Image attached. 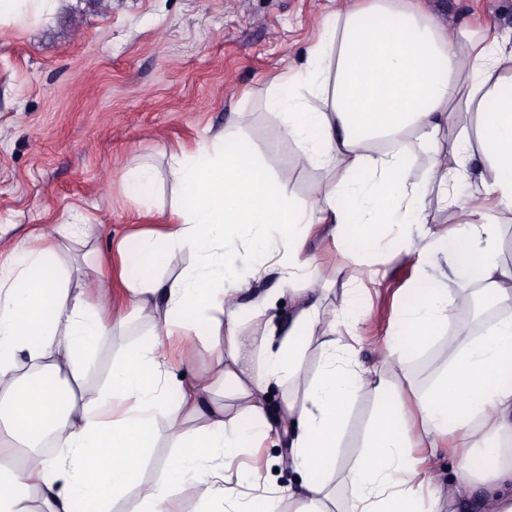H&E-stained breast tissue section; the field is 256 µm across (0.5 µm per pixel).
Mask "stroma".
<instances>
[{
  "instance_id": "1",
  "label": "stroma",
  "mask_w": 512,
  "mask_h": 512,
  "mask_svg": "<svg viewBox=\"0 0 512 512\" xmlns=\"http://www.w3.org/2000/svg\"><path fill=\"white\" fill-rule=\"evenodd\" d=\"M354 0H59L42 18L0 27V245L82 217L90 236L75 234L57 252L67 284L84 288L95 279L111 244L138 246L141 232H163L175 199L167 176L172 150H191L221 130L232 112L247 110L245 138L271 173L285 177L290 195L309 199L325 172L297 165V148L275 141L280 117L267 105L274 75L300 66L322 34L324 19ZM436 22L465 20L491 34L512 31V0H426ZM151 164L160 174L154 197L132 198L131 170ZM306 250L320 276V324L340 317L344 288L358 275L367 315L355 332L360 361L425 390L448 357V340L469 326L448 323L440 339L401 359L391 355L394 317L411 303L419 266L415 257L378 251L352 257L343 244L310 234ZM125 288L112 282L100 300L108 315H128ZM268 315L247 314L243 331L265 335L278 347L296 304L280 271L256 283ZM129 317V315H128ZM147 319L129 317L101 337L81 384L83 400L108 384L113 359L146 342ZM322 364L319 345L306 352L298 380L270 382L263 407L270 423L283 418ZM216 357L203 339L174 332L171 377H207ZM288 437H271L244 449L242 463L261 479L298 487L288 464Z\"/></svg>"
}]
</instances>
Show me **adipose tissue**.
Here are the masks:
<instances>
[{"label":"adipose tissue","mask_w":512,"mask_h":512,"mask_svg":"<svg viewBox=\"0 0 512 512\" xmlns=\"http://www.w3.org/2000/svg\"><path fill=\"white\" fill-rule=\"evenodd\" d=\"M270 108L279 112V138L292 141L296 161L333 170L312 199L288 194L282 180L262 165L243 136L247 112L190 153L170 154V176L180 191L171 212L167 246L145 237L136 251L117 247L121 266L147 270L149 278L127 283L137 316L154 321L151 339L127 351L112 366L109 388L77 404L72 388L101 334L84 289L66 288L56 261L57 238L43 234V247L16 241L0 261V394L9 404L0 418V512H30L38 488L47 512H112L114 502L137 488L140 512H175L174 497L193 489L200 512H278L284 497L275 487L246 498L258 485L239 466L242 449L273 430L263 416L269 379L295 381L314 337L321 299L314 289L299 296L278 351L266 337L241 333L248 305L239 296L268 269L281 268L285 284L315 270L297 225L319 227L350 253L385 247L411 251L412 240L386 241V230L408 221L424 244L417 296L395 324L396 350H418L448 322L450 309L469 304L449 297L443 276L483 284L503 310L477 336H458L431 385L419 396V425L409 435L400 410L403 386L376 381L351 342L349 318L330 322L324 369L301 401L288 402L284 420L290 464L305 474L307 512H469L474 479H481L492 512H512V268L500 258V218L512 214V36L492 38L467 27L451 31L435 22L421 0H362L328 17L303 68L277 76ZM475 116L473 130L452 143L441 135L458 109ZM479 155L476 184L493 194V209L478 200L457 205L449 187L465 155ZM426 158L425 185L409 181V169ZM435 194L456 206L450 230L427 228L425 197ZM242 247L249 266L240 274L225 264L224 250ZM265 260L254 263V253ZM198 263L174 279L157 270ZM206 337L223 366L220 378L241 400L236 417L212 415L194 437L179 423L182 409L199 412L206 379L171 383L165 369L173 328ZM27 356L38 370L20 375ZM379 401L357 459L339 467L338 451L353 401L366 388ZM167 419L178 452L162 480L143 482L141 472L156 439V422ZM457 434L456 482L434 483L427 464L449 434ZM55 435L63 454L37 457L40 443ZM495 460V470L477 477L474 460ZM335 472V485L325 475ZM342 486L345 496L333 493Z\"/></svg>","instance_id":"1"}]
</instances>
